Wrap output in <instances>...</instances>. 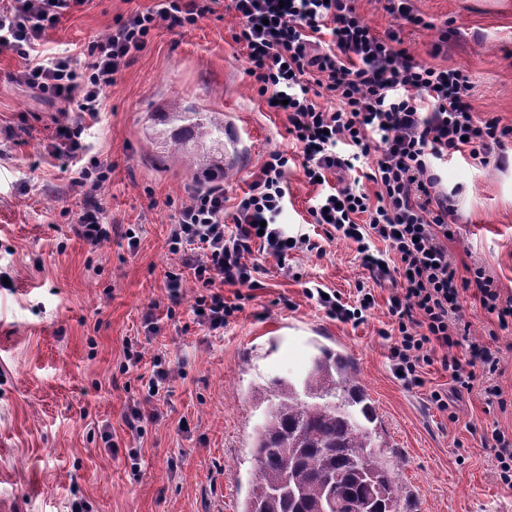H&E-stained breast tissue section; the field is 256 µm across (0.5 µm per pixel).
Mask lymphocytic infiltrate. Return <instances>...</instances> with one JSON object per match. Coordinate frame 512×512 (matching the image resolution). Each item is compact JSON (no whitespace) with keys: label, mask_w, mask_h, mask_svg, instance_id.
I'll return each instance as SVG.
<instances>
[{"label":"lymphocytic infiltrate","mask_w":512,"mask_h":512,"mask_svg":"<svg viewBox=\"0 0 512 512\" xmlns=\"http://www.w3.org/2000/svg\"><path fill=\"white\" fill-rule=\"evenodd\" d=\"M85 2L0 0V48L23 60L19 83L93 118L102 110L105 90L153 31L188 29L215 14L222 0H156L119 17L104 38L90 42L80 64L47 52L46 31ZM230 8L240 20L233 39L245 50L258 95L284 104L286 131L300 150L305 179L312 184L336 178L309 208L312 223L322 226L326 241H352L370 279L395 287L388 307L392 321L381 335L392 342L391 366L403 387L423 386L422 370L441 347L451 386L431 391L430 402L450 421L458 419L450 398L472 392L477 380L485 381L486 395L501 397L492 382L500 371V352L471 335L460 297L476 289L481 306L503 328L512 323V298H502L483 268L458 277L448 251L457 199L442 189L438 170L463 154L481 167L505 164L512 127L474 115L465 70L417 60L398 32L383 38L374 34L352 0H231ZM325 95L336 100V107L319 104ZM81 134L78 127L59 128L55 155L72 170L70 191L87 199L73 230L95 252L112 235L94 197L109 181L112 167L82 160ZM368 157L372 165L360 171ZM289 162L283 151L268 152L236 206L232 225L224 223L223 186L192 191L181 202L168 235L169 251L179 264L167 271L166 286L171 299H178L184 275L192 276L202 290L194 305L198 324L213 331L224 328L239 310L215 290V283L258 287L254 251L283 263L290 251L319 249L309 234L287 235L276 222L288 192ZM369 182L375 192L366 190ZM304 293L343 323H363L375 305L365 287L352 305L317 284ZM458 346L467 347V361L453 356ZM170 381L165 359L154 356L149 376L141 380L145 400L133 403L125 415L132 439L142 437L145 421L157 418L152 403Z\"/></svg>","instance_id":"lymphocytic-infiltrate-1"}]
</instances>
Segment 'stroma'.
I'll return each instance as SVG.
<instances>
[{"mask_svg":"<svg viewBox=\"0 0 512 512\" xmlns=\"http://www.w3.org/2000/svg\"><path fill=\"white\" fill-rule=\"evenodd\" d=\"M154 0H88L49 30L53 51L78 53L110 31L117 15ZM377 34L399 32L416 59L464 69L479 118L512 127V0H413L426 21L416 27L390 16L381 0H354ZM234 11L221 9L188 31L155 30L145 48L105 92L97 118L42 98L14 77L23 66L0 48V512H238L253 477L251 436L263 420L253 387L303 371L314 344L343 341L379 416L378 430L408 497L409 512H512V488L496 477L483 436H512V325L500 327L473 292L463 315L474 337L500 350L495 378L502 403L481 389L464 396L449 421L429 401L447 387L440 362L424 367L423 387L394 377L389 340L390 283L375 289V307L359 325L328 318L303 289L313 281L353 301L368 273L351 241L325 243L323 253H290L286 263L260 255L258 289L224 286L241 309L223 330L196 323L199 287L185 278L171 302L165 274L175 265L168 230L177 205L196 184L177 165L156 164L143 126L149 112L172 102L227 119L240 158L224 178L225 217H232L268 151L296 154L283 113L252 88L248 62L232 36ZM448 51L433 56L440 37ZM79 126L86 156L110 163L96 192L113 227L98 252L72 230L83 209L68 190L71 174L53 157L59 126ZM444 189H459L456 235L448 251L457 270L483 267L502 297L512 298V159L478 168L457 156L439 170ZM319 192L298 167L288 170V203L279 223L320 233L308 209ZM139 239L129 248L124 232ZM154 308L160 333L146 335L142 313ZM146 359L122 372L126 340ZM162 355L173 377L162 417L146 423L138 461L128 457L124 416L143 400L138 373ZM108 423L105 448L97 426Z\"/></svg>","mask_w":512,"mask_h":512,"instance_id":"stroma-1","label":"stroma"}]
</instances>
